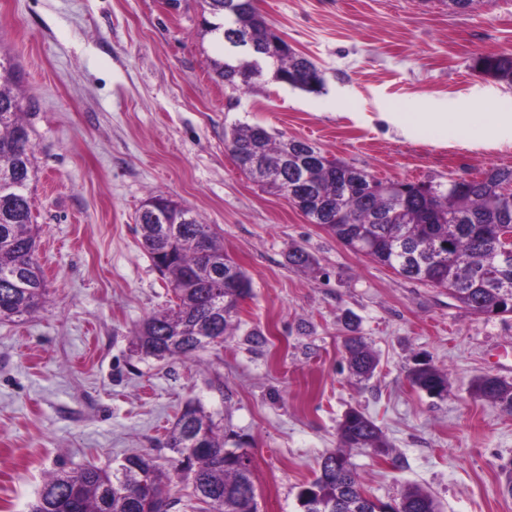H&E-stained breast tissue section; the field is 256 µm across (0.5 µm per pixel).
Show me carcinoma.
<instances>
[{"label":"carcinoma","instance_id":"1","mask_svg":"<svg viewBox=\"0 0 512 512\" xmlns=\"http://www.w3.org/2000/svg\"><path fill=\"white\" fill-rule=\"evenodd\" d=\"M203 32L222 43L224 57L213 61L215 76L235 90H251L261 76L243 73L233 36L252 33L253 54L272 68V78L306 92L324 88L323 72L291 50L269 56L272 26L256 0H202ZM473 69L492 80L512 84V54L490 52L474 59ZM20 72L0 52V323L15 322L49 303L36 257L29 189L35 176L34 147L23 121ZM225 142L238 169L262 190L300 193L312 206L300 208L353 252L365 239L370 259L396 275L441 288L461 307L477 315H512V260L499 255L500 227H512V199L498 188L512 183V166H492L478 174L446 182L380 180L364 169L329 157L314 144L276 138L261 126H235ZM173 213L177 237L154 231L145 212L138 215L140 244L174 296L173 305L145 319L132 345L142 359H188L217 345L239 327L241 303L251 295L246 271L224 252V240L191 208L162 195H149ZM350 374L370 379L379 363L361 336L343 344ZM409 384L431 397L448 396V374L430 361H415L406 372ZM473 397L512 414V383L492 375L474 379ZM338 446L319 463L315 479L303 485L300 512H379L345 453L370 448L385 453L389 443L363 412L349 409L337 425ZM166 447L176 457L160 466L149 454L127 456L115 466L50 474L30 512H151L140 483L147 479L169 493L187 469L195 475L191 496L195 512H258L252 457L245 444L220 432L200 402L190 400L168 434ZM397 512H439L434 498L409 487L396 502Z\"/></svg>","mask_w":512,"mask_h":512}]
</instances>
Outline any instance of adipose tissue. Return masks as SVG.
I'll return each instance as SVG.
<instances>
[{"mask_svg": "<svg viewBox=\"0 0 512 512\" xmlns=\"http://www.w3.org/2000/svg\"><path fill=\"white\" fill-rule=\"evenodd\" d=\"M386 118L407 137L428 127L452 138L465 136L475 144H512L511 112H390Z\"/></svg>", "mask_w": 512, "mask_h": 512, "instance_id": "1", "label": "adipose tissue"}]
</instances>
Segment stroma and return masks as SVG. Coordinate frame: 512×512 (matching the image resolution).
<instances>
[{
	"label": "stroma",
	"mask_w": 512,
	"mask_h": 512,
	"mask_svg": "<svg viewBox=\"0 0 512 512\" xmlns=\"http://www.w3.org/2000/svg\"><path fill=\"white\" fill-rule=\"evenodd\" d=\"M257 5L323 71L324 90L268 74L245 94L225 87L200 0H0V49L34 107L32 216L50 297L46 311L0 324V512H28L56 470L144 453L167 464V434L191 399L251 443L259 512H297L351 407L390 444L381 457L348 451L371 496L391 502L418 486L440 512H512L501 472L512 415L469 392L483 374L512 381V316L470 314L352 252L249 180L224 143L233 126L258 124L382 180L512 166V145L407 137L385 118L512 112V86L473 69L480 54L512 52V0L467 11L448 0ZM152 192L214 225L252 282L234 336L193 360L132 351L135 326L172 304L137 232ZM296 246L315 268L289 264ZM353 331L380 358L362 383L344 359ZM417 359L447 371L445 399L410 387Z\"/></svg>",
	"instance_id": "stroma-1"
}]
</instances>
